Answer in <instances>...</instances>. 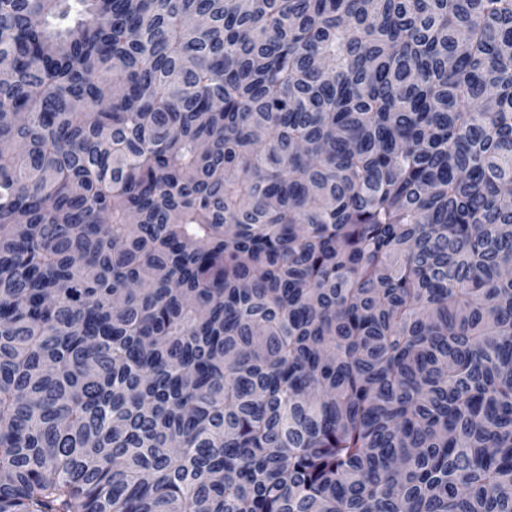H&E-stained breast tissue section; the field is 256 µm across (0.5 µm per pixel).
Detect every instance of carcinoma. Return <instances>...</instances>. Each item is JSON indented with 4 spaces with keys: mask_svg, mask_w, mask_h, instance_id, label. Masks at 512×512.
Segmentation results:
<instances>
[{
    "mask_svg": "<svg viewBox=\"0 0 512 512\" xmlns=\"http://www.w3.org/2000/svg\"><path fill=\"white\" fill-rule=\"evenodd\" d=\"M0 512H512V0H0Z\"/></svg>",
    "mask_w": 512,
    "mask_h": 512,
    "instance_id": "carcinoma-1",
    "label": "carcinoma"
}]
</instances>
